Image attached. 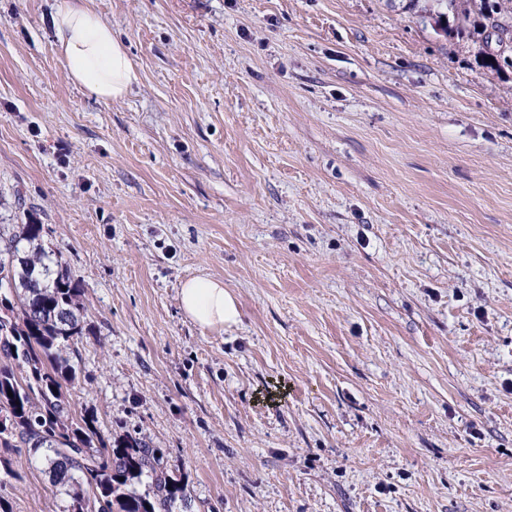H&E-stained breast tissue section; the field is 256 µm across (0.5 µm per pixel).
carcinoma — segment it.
<instances>
[{"mask_svg": "<svg viewBox=\"0 0 512 512\" xmlns=\"http://www.w3.org/2000/svg\"><path fill=\"white\" fill-rule=\"evenodd\" d=\"M430 12L448 36L480 37L483 66L512 68V48H491L487 32L493 21L512 40V0H433ZM44 233L32 213L0 224V274L15 285L0 301V448L44 455L70 512H172L188 496L162 449L139 433L114 441L77 411L85 292L63 253L45 247Z\"/></svg>", "mask_w": 512, "mask_h": 512, "instance_id": "obj_1", "label": "carcinoma"}]
</instances>
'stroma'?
I'll return each instance as SVG.
<instances>
[{
  "mask_svg": "<svg viewBox=\"0 0 512 512\" xmlns=\"http://www.w3.org/2000/svg\"><path fill=\"white\" fill-rule=\"evenodd\" d=\"M86 4L121 99L67 77L57 0H0V224L83 281L81 409L164 450L174 512H512V70L422 0ZM202 276L238 327L183 313ZM179 301L184 314L202 329H231L241 322L238 302L221 280L190 279L182 285Z\"/></svg>",
  "mask_w": 512,
  "mask_h": 512,
  "instance_id": "35a3bbf8",
  "label": "stroma"
}]
</instances>
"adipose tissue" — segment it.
I'll return each mask as SVG.
<instances>
[{
	"mask_svg": "<svg viewBox=\"0 0 512 512\" xmlns=\"http://www.w3.org/2000/svg\"><path fill=\"white\" fill-rule=\"evenodd\" d=\"M67 75L101 100L122 98L138 75L123 44L96 13L78 0H59L54 18ZM184 314L204 329H231L241 322L234 294L223 281L193 278L180 291Z\"/></svg>",
	"mask_w": 512,
	"mask_h": 512,
	"instance_id": "adipose-tissue-1",
	"label": "adipose tissue"
}]
</instances>
